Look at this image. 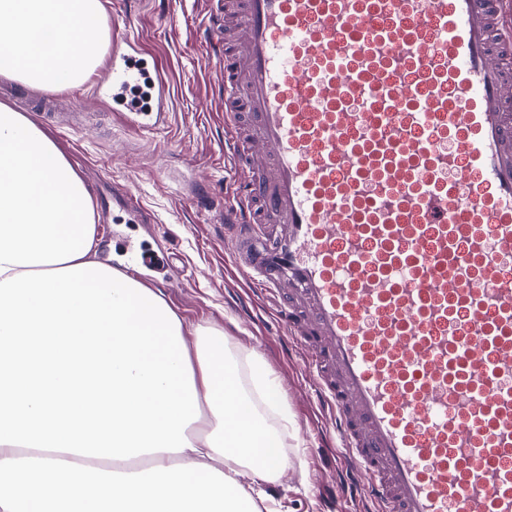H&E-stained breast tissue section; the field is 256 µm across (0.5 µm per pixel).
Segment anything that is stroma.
<instances>
[{"instance_id":"stroma-1","label":"stroma","mask_w":512,"mask_h":512,"mask_svg":"<svg viewBox=\"0 0 512 512\" xmlns=\"http://www.w3.org/2000/svg\"><path fill=\"white\" fill-rule=\"evenodd\" d=\"M104 63L85 83L60 91L55 115L33 109L42 89L13 83L8 105L50 134L71 162L107 221L98 225L97 260L147 246L158 268L138 279L159 292L183 319L188 346L197 328L224 333L233 361L259 355L288 408V463L264 484L276 512H367L368 502L335 497L340 465L332 423L316 405L296 344L268 303L229 273L231 235L213 223L224 184L235 176L224 154L223 45L215 35L222 0H100ZM151 51L163 70L168 120L156 130L124 125L96 88L113 50L132 44ZM130 186L146 221L126 223L112 207L113 185Z\"/></svg>"}]
</instances>
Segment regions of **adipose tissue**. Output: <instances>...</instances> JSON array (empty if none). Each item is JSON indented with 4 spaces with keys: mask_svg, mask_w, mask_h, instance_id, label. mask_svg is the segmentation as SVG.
<instances>
[{
    "mask_svg": "<svg viewBox=\"0 0 512 512\" xmlns=\"http://www.w3.org/2000/svg\"><path fill=\"white\" fill-rule=\"evenodd\" d=\"M102 55L100 0H0V76L61 91ZM97 247L81 177L0 105V512H262L252 489L288 445L263 361L244 390L222 334L188 348L181 317ZM101 436L113 464L97 477L78 457Z\"/></svg>",
    "mask_w": 512,
    "mask_h": 512,
    "instance_id": "1",
    "label": "adipose tissue"
}]
</instances>
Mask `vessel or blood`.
<instances>
[{"label": "vessel or blood", "mask_w": 512, "mask_h": 512, "mask_svg": "<svg viewBox=\"0 0 512 512\" xmlns=\"http://www.w3.org/2000/svg\"><path fill=\"white\" fill-rule=\"evenodd\" d=\"M236 187L216 223L275 302L374 512H512V14L503 0H224ZM104 89L166 120L146 53Z\"/></svg>", "instance_id": "1"}]
</instances>
